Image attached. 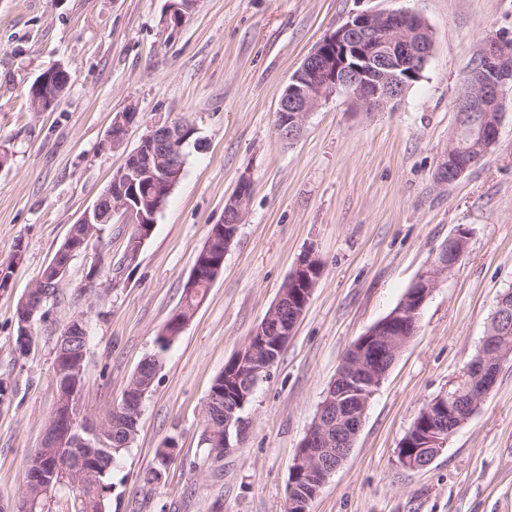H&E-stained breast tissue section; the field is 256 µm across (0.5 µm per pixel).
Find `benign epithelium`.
<instances>
[{"label":"benign epithelium","mask_w":512,"mask_h":512,"mask_svg":"<svg viewBox=\"0 0 512 512\" xmlns=\"http://www.w3.org/2000/svg\"><path fill=\"white\" fill-rule=\"evenodd\" d=\"M414 15L402 11L360 12L345 24L325 37L302 62L280 97L277 113L282 117L277 127L281 140H297L305 127L309 115L321 102L333 94L343 93L358 106L373 111L386 107L402 96L403 86L398 83L396 72L414 67L419 59L430 57V44L414 40L418 30L413 28ZM483 68L470 75L466 93L457 99L455 107L459 112H480L482 119L472 125L470 140L465 150H460L462 126L456 125L448 148L441 154L435 170V179L447 184L460 179L467 171L479 165L495 146L504 117L501 90L512 83V55L507 42L488 41L481 52ZM69 82L68 72L61 66L50 69L37 80L30 92L31 108L46 112L61 98ZM136 113L126 110L112 121L107 142H121L128 126L133 123ZM187 126L169 121L157 122L141 146L131 153L122 172L150 168L167 160L172 167L182 161V148L187 141ZM459 154L454 167H448V154ZM133 190L129 189L127 178L111 182L92 208L86 210L78 220L80 224H110L112 216L124 213L125 223L132 225L131 238L136 258L146 240L150 237L155 217L165 204V196L158 197L151 212L137 210L128 200ZM243 216L242 208L224 213V238L226 245L235 239ZM89 249L82 240L67 237L58 255L47 268L44 282L62 284L72 258ZM462 256L457 252L448 259L444 252L436 254L430 268L423 272L412 285V296L387 317L372 326L366 333L367 343L362 348L351 347V354L345 356L343 364L349 371H339L330 384L322 401L314 425L300 444L292 475H306L320 488L327 478L336 471L348 456L362 426L368 403L392 367L402 344L396 342V330L403 323L417 326V314L421 306L436 287L440 276L453 268ZM224 267V258L205 247L202 255L192 265L186 287L195 288ZM321 267L312 255L299 263L289 276L295 290L292 294L280 292L279 297L264 320L256 327L253 336L259 341L242 347L236 354L240 375H251L268 369L274 363L270 352L272 347H283L302 316L310 299L312 288L320 276ZM38 288H30L18 304L16 319L19 320L20 355H27L33 348L31 340L32 321L39 309L36 302ZM190 321V316L179 310L173 314L164 335L179 336ZM85 318L82 315L72 320L58 336L57 344L66 346L74 339L86 335ZM381 345L384 356L375 362L366 358L368 343ZM512 354V347L487 335L480 352L454 381L452 387L438 398L442 410L433 413L426 408L423 414L429 416L424 430L419 434V445L413 452L402 449L399 463L408 469L428 466L446 447L448 438L468 419L457 415L461 405L462 391L469 392L475 403H480L491 392L496 373L502 359ZM144 396H127L110 408L115 417L130 420L141 414ZM87 419L84 408L72 399H57L56 411L47 427L43 429L40 447L56 448L65 442L70 432L76 430L81 420ZM90 442L77 436L70 442V459L67 473L79 475L88 468L90 457L85 447Z\"/></svg>","instance_id":"1"}]
</instances>
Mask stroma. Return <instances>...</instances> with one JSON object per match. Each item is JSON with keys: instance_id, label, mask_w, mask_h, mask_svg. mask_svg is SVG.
I'll list each match as a JSON object with an SVG mask.
<instances>
[{"instance_id": "35a3bbf8", "label": "stroma", "mask_w": 512, "mask_h": 512, "mask_svg": "<svg viewBox=\"0 0 512 512\" xmlns=\"http://www.w3.org/2000/svg\"><path fill=\"white\" fill-rule=\"evenodd\" d=\"M168 0H0V512H12L26 465L55 408L53 346L75 316L91 334L84 406L120 401L157 350L183 300L193 260L241 178L252 193L237 236L145 397L139 432L112 471L110 512H284L289 468L341 360L392 312L449 236L465 253L440 277L366 410L342 465L310 512H512V356L489 397L426 468L397 459L416 417L477 354L500 295L512 289V86L497 143L451 184L434 172L456 126L454 103L488 40H512V0H197L178 29ZM405 10L429 26L423 79L368 112L335 94L293 143L275 113L305 57L350 16ZM64 65L59 103L31 111L27 90ZM137 117L104 146L115 113ZM194 128L182 176L156 216L136 268L128 225H103L104 300L83 292L94 251L75 255L35 320L29 355L15 349L16 306L40 280L72 224L155 122ZM322 273L279 359L244 411L242 441L203 461L205 400L214 379L276 302L306 253ZM176 459L160 481L144 474L165 439Z\"/></svg>"}]
</instances>
